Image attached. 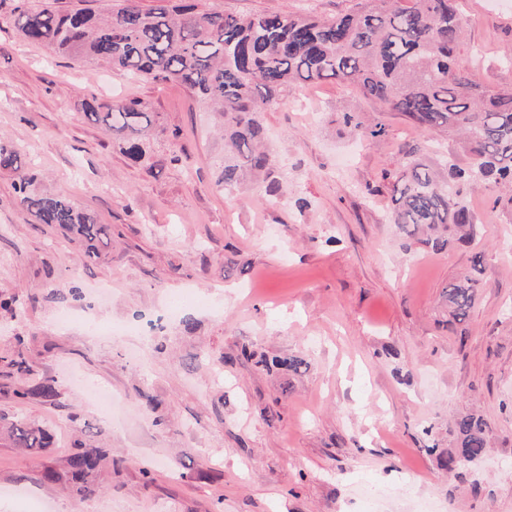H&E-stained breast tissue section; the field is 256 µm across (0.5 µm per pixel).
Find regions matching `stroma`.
Returning <instances> with one entry per match:
<instances>
[{"instance_id":"35a3bbf8","label":"stroma","mask_w":512,"mask_h":512,"mask_svg":"<svg viewBox=\"0 0 512 512\" xmlns=\"http://www.w3.org/2000/svg\"><path fill=\"white\" fill-rule=\"evenodd\" d=\"M357 0H195L237 16L351 10ZM460 58L489 89L512 87V0H460ZM0 0V141L38 177L112 230L91 259L19 204L0 170V413L47 428L32 456L0 441V504L28 512H512V216L499 189L465 195L480 226L446 250L388 222L385 174L397 149L471 159L462 145L380 112L351 85L290 90L262 113L285 202L244 183L217 186L224 141L214 116L174 83L52 55L22 41ZM138 98L156 114L146 159L131 163L90 124L86 98ZM318 112L308 121L298 97ZM381 118L355 140L342 113ZM308 206L298 210L295 202ZM483 254L485 282L467 323L441 294ZM102 284L103 301L72 287ZM177 309H170L172 300ZM23 351L52 401L19 400L4 364ZM299 356V371L265 367ZM154 407H147L146 398ZM488 425L483 458L447 470L455 415ZM105 450L95 494L43 480L75 440Z\"/></svg>"}]
</instances>
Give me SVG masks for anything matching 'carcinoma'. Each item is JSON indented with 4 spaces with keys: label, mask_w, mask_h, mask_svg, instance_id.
<instances>
[{
    "label": "carcinoma",
    "mask_w": 512,
    "mask_h": 512,
    "mask_svg": "<svg viewBox=\"0 0 512 512\" xmlns=\"http://www.w3.org/2000/svg\"><path fill=\"white\" fill-rule=\"evenodd\" d=\"M58 0H18L13 23L30 43L55 54L109 67L141 79L179 84L214 107L224 131V163L217 183L226 190L244 178L262 179L265 191L279 197L273 177L275 158L265 148L259 115L279 107L288 88H306L335 79L354 85L389 112H399L424 130L456 133L472 157L461 168L448 158L438 166L420 159L422 146L401 148V168L392 176L395 207L389 223L412 240L428 237L442 249L448 232L470 237L477 227L460 185L493 179L512 183V89L487 90L460 63L466 18L456 0H358L332 18L288 11L241 17L201 12L192 4L141 9L135 0L108 4L106 14L89 8L62 9ZM85 117L112 133L119 151L139 163L150 148L153 115L141 100L83 102ZM341 124L350 134L376 137L380 122L365 124L345 112ZM0 170L16 174L20 205L39 224H51L76 242L89 258L112 243L108 225L74 205L64 194L34 190L36 175L21 166L15 149L0 141ZM481 282L457 278L442 292L452 318L465 320L475 306ZM19 399L51 401L53 381H32L15 390ZM5 438L38 454L51 447L46 429L20 419L4 420ZM458 451L444 467L485 455L486 423L473 414L452 424ZM107 454L78 445L62 467L47 466V482H63L82 494L97 489Z\"/></svg>",
    "instance_id": "1"
}]
</instances>
